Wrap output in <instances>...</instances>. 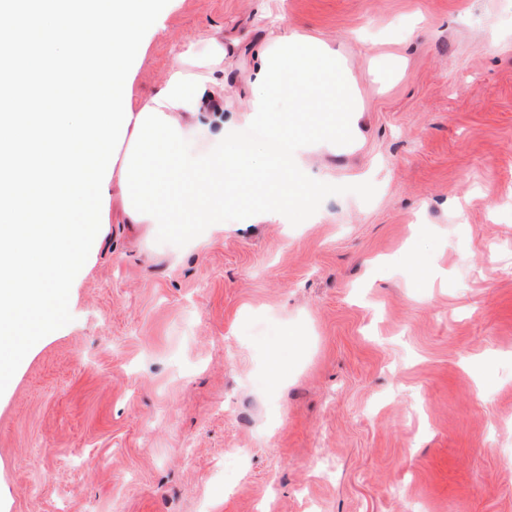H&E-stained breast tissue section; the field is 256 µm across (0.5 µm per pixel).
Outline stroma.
<instances>
[{
	"mask_svg": "<svg viewBox=\"0 0 512 512\" xmlns=\"http://www.w3.org/2000/svg\"><path fill=\"white\" fill-rule=\"evenodd\" d=\"M271 6L353 80L357 128L305 159L331 189L197 238L113 204L0 395V512H512V0ZM261 8L170 0L136 89L181 45L270 39ZM251 64L225 58L226 113Z\"/></svg>",
	"mask_w": 512,
	"mask_h": 512,
	"instance_id": "obj_1",
	"label": "stroma"
}]
</instances>
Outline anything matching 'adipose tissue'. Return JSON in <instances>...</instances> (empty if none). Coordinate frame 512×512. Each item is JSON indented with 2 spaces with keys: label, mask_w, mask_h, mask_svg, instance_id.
Returning <instances> with one entry per match:
<instances>
[{
  "label": "adipose tissue",
  "mask_w": 512,
  "mask_h": 512,
  "mask_svg": "<svg viewBox=\"0 0 512 512\" xmlns=\"http://www.w3.org/2000/svg\"><path fill=\"white\" fill-rule=\"evenodd\" d=\"M276 21L282 34L256 49L251 97L232 118L213 108L224 98V85L213 76L226 54L220 36L202 51L179 48L158 91L132 94V120L108 184L127 223L192 236L200 225L221 224L236 211L246 224H286L303 212L306 192L326 186V179L303 166L287 168L280 156L335 150L337 114L357 112L348 75L335 50L300 36L284 15ZM289 88L302 93L297 113L318 111L326 100L332 115L309 126H284L272 98ZM229 125L264 130L279 154L244 149L225 137ZM246 183L257 198L252 207L242 201Z\"/></svg>",
  "instance_id": "1"
}]
</instances>
